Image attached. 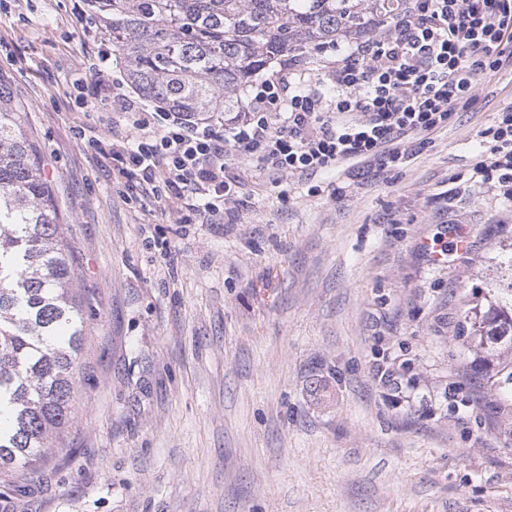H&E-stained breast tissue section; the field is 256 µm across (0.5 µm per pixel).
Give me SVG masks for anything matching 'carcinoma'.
<instances>
[{"mask_svg":"<svg viewBox=\"0 0 512 512\" xmlns=\"http://www.w3.org/2000/svg\"><path fill=\"white\" fill-rule=\"evenodd\" d=\"M402 0H94L146 99L194 120L232 111L282 53L373 35ZM52 188L21 113L0 102V473L33 470L74 420L86 320ZM490 389L512 393V283L464 311Z\"/></svg>","mask_w":512,"mask_h":512,"instance_id":"1","label":"carcinoma"}]
</instances>
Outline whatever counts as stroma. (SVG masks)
<instances>
[{
	"label": "stroma",
	"mask_w": 512,
	"mask_h": 512,
	"mask_svg": "<svg viewBox=\"0 0 512 512\" xmlns=\"http://www.w3.org/2000/svg\"><path fill=\"white\" fill-rule=\"evenodd\" d=\"M84 4L0 0V85L88 324L74 421L0 512H512V397L461 325L512 272V206L467 182L512 73L398 165L275 180L238 158L232 211L178 224L77 137L112 144L73 88L97 50ZM455 229L467 250L431 261Z\"/></svg>",
	"instance_id": "obj_1"
}]
</instances>
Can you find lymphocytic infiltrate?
Listing matches in <instances>:
<instances>
[{"label": "lymphocytic infiltrate", "instance_id": "1", "mask_svg": "<svg viewBox=\"0 0 512 512\" xmlns=\"http://www.w3.org/2000/svg\"><path fill=\"white\" fill-rule=\"evenodd\" d=\"M383 35L328 42L311 57L289 54L251 86L231 124L195 123L138 103L109 78L106 39L87 67L104 110L125 135L109 158L119 175L140 176L155 201L178 204L177 223L223 215L238 185L226 160L242 156L277 176L316 175L351 162L403 160L409 135L444 129L472 104L483 79L512 65V0H403ZM473 185L512 201V110L480 133Z\"/></svg>", "mask_w": 512, "mask_h": 512}]
</instances>
